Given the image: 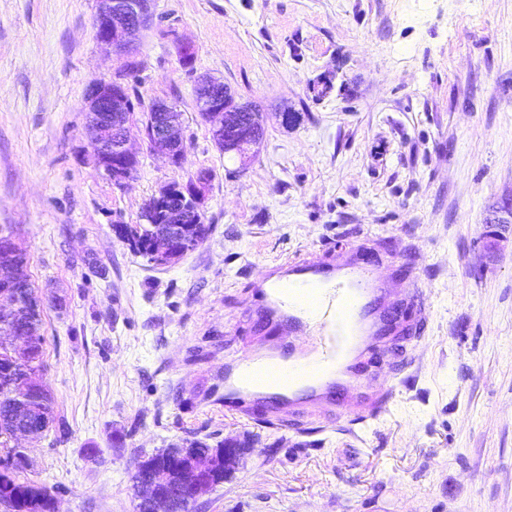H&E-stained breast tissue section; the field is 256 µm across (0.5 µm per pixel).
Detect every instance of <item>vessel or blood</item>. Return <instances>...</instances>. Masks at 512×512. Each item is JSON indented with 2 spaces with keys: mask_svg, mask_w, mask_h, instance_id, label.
I'll return each instance as SVG.
<instances>
[{
  "mask_svg": "<svg viewBox=\"0 0 512 512\" xmlns=\"http://www.w3.org/2000/svg\"><path fill=\"white\" fill-rule=\"evenodd\" d=\"M411 308L417 320L409 319ZM248 311L256 336L224 365V407L284 427L314 413L353 424L377 418L392 394L369 387L363 360L390 358L428 317L418 276L405 268L381 276L362 254L274 263L255 283Z\"/></svg>",
  "mask_w": 512,
  "mask_h": 512,
  "instance_id": "vessel-or-blood-1",
  "label": "vessel or blood"
}]
</instances>
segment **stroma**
Here are the masks:
<instances>
[{
    "label": "stroma",
    "instance_id": "stroma-1",
    "mask_svg": "<svg viewBox=\"0 0 512 512\" xmlns=\"http://www.w3.org/2000/svg\"><path fill=\"white\" fill-rule=\"evenodd\" d=\"M155 0L126 78L183 114L184 156L123 186L90 160L85 93L119 62L96 0H0V228L44 303L43 386L65 430L23 440L59 512H137L138 461L233 440L238 469L190 512H512V0ZM196 52L184 68L178 48ZM260 105L246 158L198 114L199 75ZM295 114L283 124L284 111ZM209 173L208 238L168 266L118 224L173 181ZM407 259L429 323L378 418L277 430L202 401L269 265L333 247Z\"/></svg>",
    "mask_w": 512,
    "mask_h": 512
}]
</instances>
